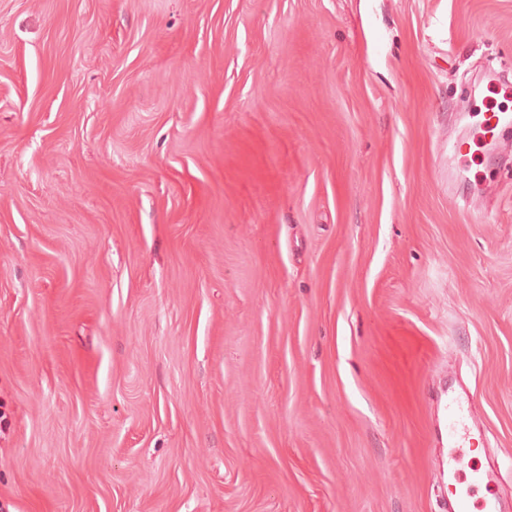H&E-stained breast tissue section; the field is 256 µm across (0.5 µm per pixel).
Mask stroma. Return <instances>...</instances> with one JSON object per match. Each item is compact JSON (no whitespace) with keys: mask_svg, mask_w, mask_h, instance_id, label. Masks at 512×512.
Segmentation results:
<instances>
[{"mask_svg":"<svg viewBox=\"0 0 512 512\" xmlns=\"http://www.w3.org/2000/svg\"><path fill=\"white\" fill-rule=\"evenodd\" d=\"M489 75L512 0H0V512L512 502ZM462 405L460 397L448 401V446L464 448L468 439L469 428L462 420Z\"/></svg>","mask_w":512,"mask_h":512,"instance_id":"35a3bbf8","label":"stroma"}]
</instances>
